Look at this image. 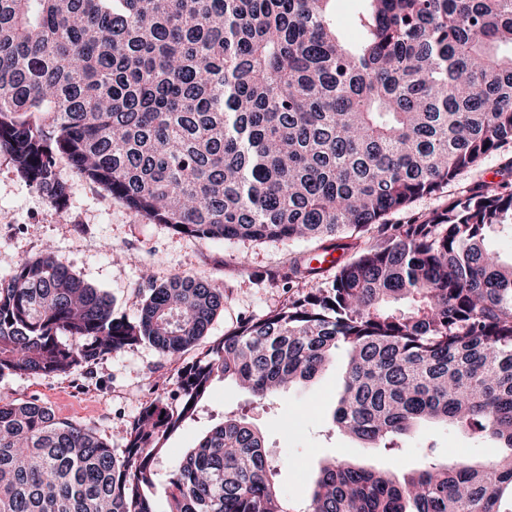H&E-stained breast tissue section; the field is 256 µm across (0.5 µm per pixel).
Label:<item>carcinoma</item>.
<instances>
[{
  "label": "carcinoma",
  "instance_id": "obj_1",
  "mask_svg": "<svg viewBox=\"0 0 512 512\" xmlns=\"http://www.w3.org/2000/svg\"><path fill=\"white\" fill-rule=\"evenodd\" d=\"M333 0H0V154L57 210L66 161L154 224L208 240L305 239L354 250L178 369L122 447L35 399L0 398V512H155L168 440L212 384L257 401L347 353L332 422L388 451L432 419L493 440L480 465L402 476L332 459L290 504L264 438L226 417L167 473V512H512V265L485 246L512 188L483 182L422 220L386 217L512 142V0H364L360 36ZM378 225L381 238L343 241ZM139 315L55 254L0 276V377L67 375L149 344L178 362L224 310L204 276L146 273ZM399 302L410 304L396 310Z\"/></svg>",
  "mask_w": 512,
  "mask_h": 512
}]
</instances>
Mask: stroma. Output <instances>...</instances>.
Listing matches in <instances>:
<instances>
[{
  "instance_id": "obj_1",
  "label": "stroma",
  "mask_w": 512,
  "mask_h": 512,
  "mask_svg": "<svg viewBox=\"0 0 512 512\" xmlns=\"http://www.w3.org/2000/svg\"><path fill=\"white\" fill-rule=\"evenodd\" d=\"M58 172L70 187V202L62 212L0 155V275L11 272L22 259L52 249L85 282L108 292L115 314L129 319L138 315L146 286L144 271L161 281L174 274L213 278L224 285L229 302L205 338L184 354L187 362L201 357L241 320L262 317L284 303L288 294L282 282L274 280V272L286 268L299 253H315L318 246L317 241L303 239L212 241L183 235L136 216L68 164H60ZM483 181L512 185V144L461 174L442 193L417 199L407 211L391 214L387 221L398 224L424 218ZM345 365V352L337 351L335 362L314 379L261 404L233 380L215 382L199 403L196 421L170 439L158 460L159 474H167L213 423L230 415L261 432L267 450L281 462L276 482L293 504L310 496L318 465L325 459L400 475L431 461L477 463L496 455L492 441L433 420L420 421L398 454L336 431L332 415ZM176 375L175 363L144 344L113 352L85 377H0V398H37L59 417L82 423L117 446L121 431L142 405L165 395Z\"/></svg>"
}]
</instances>
